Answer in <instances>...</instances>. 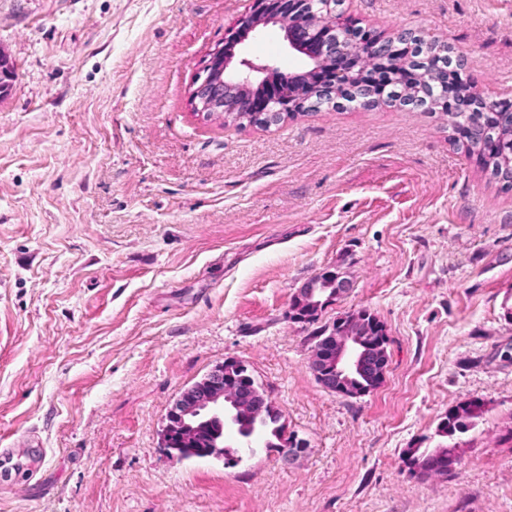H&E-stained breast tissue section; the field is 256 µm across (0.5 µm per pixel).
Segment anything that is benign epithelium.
I'll list each match as a JSON object with an SVG mask.
<instances>
[{
  "instance_id": "obj_1",
  "label": "benign epithelium",
  "mask_w": 512,
  "mask_h": 512,
  "mask_svg": "<svg viewBox=\"0 0 512 512\" xmlns=\"http://www.w3.org/2000/svg\"><path fill=\"white\" fill-rule=\"evenodd\" d=\"M308 0H255V10L270 11L280 15L300 12ZM340 19L328 12L321 16L317 24L309 29H293L288 33V46L299 52L309 50L310 70L320 69L321 59L336 60V64L326 67L327 79L324 89L332 91L338 85L350 80L355 52L336 39V30L342 26ZM231 59L224 57V48L217 49L206 75L194 83L190 91V104L198 114L206 112L235 114L251 112L263 119L276 112L288 113L312 108V99L298 97L293 91L294 75L282 78L273 86V91L262 98L236 99L229 95L232 88L248 89L254 84L262 85L259 75L270 70L267 64H259L243 57L238 67L227 71ZM458 66H448L442 80L447 88V96L452 99L453 112L469 111V104L460 99L457 91ZM316 281L330 289L328 299L340 295L348 288V283L334 271H324L316 275ZM315 285L306 282L298 293V302L291 305L289 317L306 323L316 317L321 302L314 300ZM376 338L366 341L352 334L331 333L314 346L311 362L312 370L319 383L328 391L346 397L365 393L359 383L362 376L373 375L382 380L388 369V336L384 326H375ZM265 402L256 396L253 378L237 359H226L215 365L200 380L187 387L169 407L163 429V445L170 451L179 453L198 446L206 439V447L198 454L200 458L221 460L226 453L224 445V422L244 418L257 420L264 415Z\"/></svg>"
}]
</instances>
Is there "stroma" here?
<instances>
[{"label":"stroma","mask_w":512,"mask_h":512,"mask_svg":"<svg viewBox=\"0 0 512 512\" xmlns=\"http://www.w3.org/2000/svg\"><path fill=\"white\" fill-rule=\"evenodd\" d=\"M253 0H0V449L31 462L0 512H512V192L434 114L304 113L268 130L195 116L217 48L307 70L279 25L228 45ZM374 33L422 31L465 84L512 101V0H345ZM325 270L349 292L317 323L293 297ZM367 309L382 385L349 398L310 369L313 336ZM243 361L288 435L285 461L227 435L228 460L162 446L168 408ZM450 475L419 478L448 410ZM484 412V404L480 400H469L448 412L437 429L440 437L453 438L456 433H464L473 420Z\"/></svg>","instance_id":"stroma-1"}]
</instances>
